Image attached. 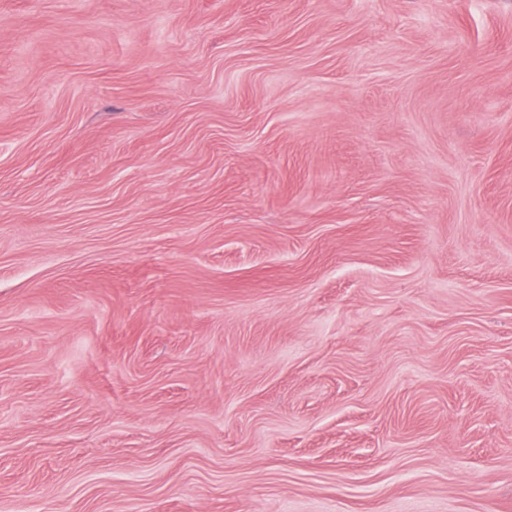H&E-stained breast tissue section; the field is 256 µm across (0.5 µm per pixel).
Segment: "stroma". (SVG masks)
Masks as SVG:
<instances>
[{
    "label": "stroma",
    "mask_w": 512,
    "mask_h": 512,
    "mask_svg": "<svg viewBox=\"0 0 512 512\" xmlns=\"http://www.w3.org/2000/svg\"><path fill=\"white\" fill-rule=\"evenodd\" d=\"M0 512H512V0H0Z\"/></svg>",
    "instance_id": "stroma-1"
}]
</instances>
